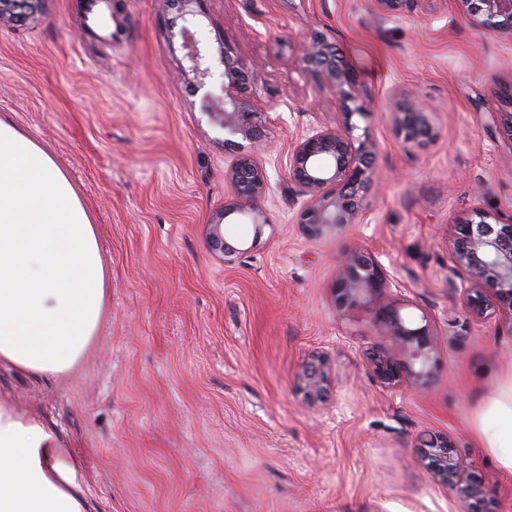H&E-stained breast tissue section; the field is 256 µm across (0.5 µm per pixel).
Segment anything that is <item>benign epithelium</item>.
Returning <instances> with one entry per match:
<instances>
[{"mask_svg": "<svg viewBox=\"0 0 512 512\" xmlns=\"http://www.w3.org/2000/svg\"><path fill=\"white\" fill-rule=\"evenodd\" d=\"M39 0H0V20L16 11L32 8ZM180 18L193 24L205 14L204 0H173ZM416 0H376L379 11L388 16L412 12ZM473 25L481 30L512 36V0H460ZM300 60L309 71L323 77L335 90L346 116L366 118L365 96L352 73L336 59V48L312 35L300 44ZM196 86L213 78L209 53L197 45L188 54ZM224 111L210 112L214 127L224 132V150L233 153L225 170L227 191L224 206L215 210L205 224V241L212 255L221 261L241 257L250 248L225 235L227 224H250L255 236L273 224L265 205L270 179L257 158L262 129L258 113L251 109L247 93L255 80L258 65L246 67L224 50ZM392 124L401 144L407 149L421 148L435 138V128L426 105L414 96L396 102ZM352 128L312 127L297 136L288 148V181L300 197L295 223L313 237L331 227L359 224L366 215V200L376 180L373 151L355 147ZM453 228L451 248L453 277L448 290L458 296L468 312L482 316L490 300L512 311V218L502 222L481 211L458 218ZM401 283L361 249L350 250L337 261L333 287L336 311L344 313L367 306L391 336V346L369 354V365L378 380L388 388L409 384L421 389L436 370L434 333L427 323L415 325L402 315V307L386 299ZM329 387L327 358L313 353L300 366L297 388L303 401L317 406L326 401ZM424 457L433 477L448 487L459 488L467 512H483L481 482L466 478L464 462L457 457L448 439L435 437L425 444Z\"/></svg>", "mask_w": 512, "mask_h": 512, "instance_id": "7a95c632", "label": "benign epithelium"}]
</instances>
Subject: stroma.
Returning <instances> with one entry per match:
<instances>
[{
    "instance_id": "stroma-1",
    "label": "stroma",
    "mask_w": 512,
    "mask_h": 512,
    "mask_svg": "<svg viewBox=\"0 0 512 512\" xmlns=\"http://www.w3.org/2000/svg\"><path fill=\"white\" fill-rule=\"evenodd\" d=\"M172 0H41L0 20V116L46 148L97 226L110 297L83 365L49 383L0 365V395L55 421L98 512H464L422 459L448 438L512 512V476L469 427L480 391L512 365V311L479 318L448 291L451 226L481 209L512 217V144L493 115L512 86V37L475 28L458 0H418L404 17L375 0H206L191 31L263 62L249 100L264 128L274 226L213 258L204 226L232 160L195 89ZM334 43L369 95L346 116L306 72L301 37ZM424 100L436 136L398 140L389 105ZM352 126L380 179L363 223L308 236L293 217L288 147L317 126ZM361 248L404 289L438 339L428 387L384 388L367 364L389 338L369 308L337 313L339 256ZM327 354L321 407L296 392L300 363Z\"/></svg>"
}]
</instances>
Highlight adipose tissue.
<instances>
[{
	"instance_id": "1",
	"label": "adipose tissue",
	"mask_w": 512,
	"mask_h": 512,
	"mask_svg": "<svg viewBox=\"0 0 512 512\" xmlns=\"http://www.w3.org/2000/svg\"><path fill=\"white\" fill-rule=\"evenodd\" d=\"M91 215L50 153L0 120V363L71 374L93 345L109 288ZM470 427L512 475V366L480 394ZM80 464L55 423L0 398V512H90Z\"/></svg>"
}]
</instances>
